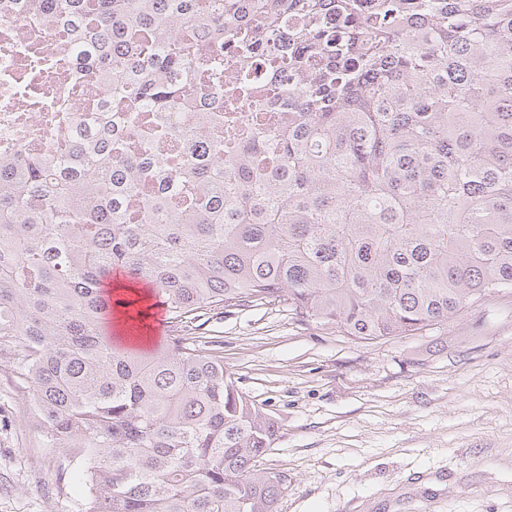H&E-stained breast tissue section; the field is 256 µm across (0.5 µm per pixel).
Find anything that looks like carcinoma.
Returning <instances> with one entry per match:
<instances>
[{"label":"carcinoma","mask_w":512,"mask_h":512,"mask_svg":"<svg viewBox=\"0 0 512 512\" xmlns=\"http://www.w3.org/2000/svg\"><path fill=\"white\" fill-rule=\"evenodd\" d=\"M66 25L150 149L77 128L0 160V367L89 461L86 512H277V422L209 342L278 305L360 344L512 292V0H0ZM265 73L258 82L252 75ZM277 112L224 145V113ZM122 274L166 343L121 349Z\"/></svg>","instance_id":"obj_1"}]
</instances>
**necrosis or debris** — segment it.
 I'll list each match as a JSON object with an SVG mask.
<instances>
[{
    "mask_svg": "<svg viewBox=\"0 0 512 512\" xmlns=\"http://www.w3.org/2000/svg\"><path fill=\"white\" fill-rule=\"evenodd\" d=\"M108 95L47 19L0 14V160L21 147L39 158L62 152L77 123H100L94 105Z\"/></svg>",
    "mask_w": 512,
    "mask_h": 512,
    "instance_id": "necrosis-or-debris-1",
    "label": "necrosis or debris"
}]
</instances>
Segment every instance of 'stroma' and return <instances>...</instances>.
<instances>
[{"label":"stroma","mask_w":512,"mask_h":512,"mask_svg":"<svg viewBox=\"0 0 512 512\" xmlns=\"http://www.w3.org/2000/svg\"><path fill=\"white\" fill-rule=\"evenodd\" d=\"M199 334L279 422L259 462L288 478L277 512H512V294L368 345L278 306ZM32 399L0 370V512H85Z\"/></svg>","instance_id":"stroma-1"}]
</instances>
